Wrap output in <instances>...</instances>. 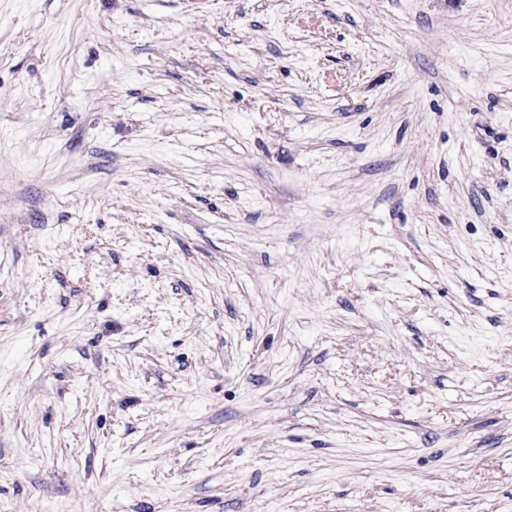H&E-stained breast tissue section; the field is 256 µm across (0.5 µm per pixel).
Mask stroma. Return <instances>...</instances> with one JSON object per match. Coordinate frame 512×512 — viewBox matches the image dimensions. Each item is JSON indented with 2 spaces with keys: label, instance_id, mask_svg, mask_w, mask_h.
<instances>
[{
  "label": "stroma",
  "instance_id": "35a3bbf8",
  "mask_svg": "<svg viewBox=\"0 0 512 512\" xmlns=\"http://www.w3.org/2000/svg\"><path fill=\"white\" fill-rule=\"evenodd\" d=\"M0 512H512V0H0Z\"/></svg>",
  "mask_w": 512,
  "mask_h": 512
}]
</instances>
